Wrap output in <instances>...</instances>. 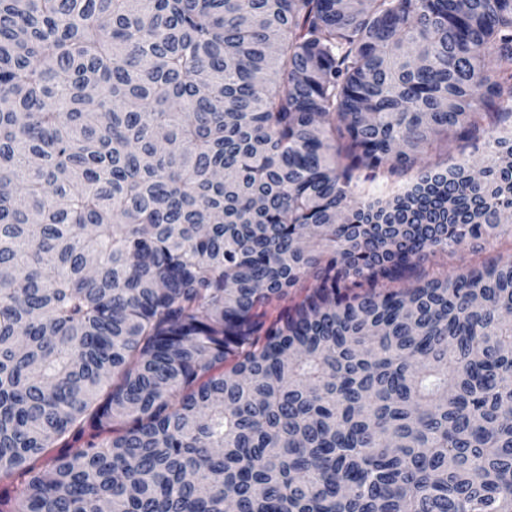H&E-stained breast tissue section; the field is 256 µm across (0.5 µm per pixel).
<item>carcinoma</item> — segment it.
<instances>
[{"label":"carcinoma","instance_id":"1","mask_svg":"<svg viewBox=\"0 0 512 512\" xmlns=\"http://www.w3.org/2000/svg\"><path fill=\"white\" fill-rule=\"evenodd\" d=\"M499 127L512 0H0V512H512ZM512 224H502L496 235L482 244L480 251H473L468 245L449 250L448 253L431 256L422 264L428 270L440 269L450 274L465 273L475 264H481L490 258L506 256L510 252Z\"/></svg>","mask_w":512,"mask_h":512}]
</instances>
